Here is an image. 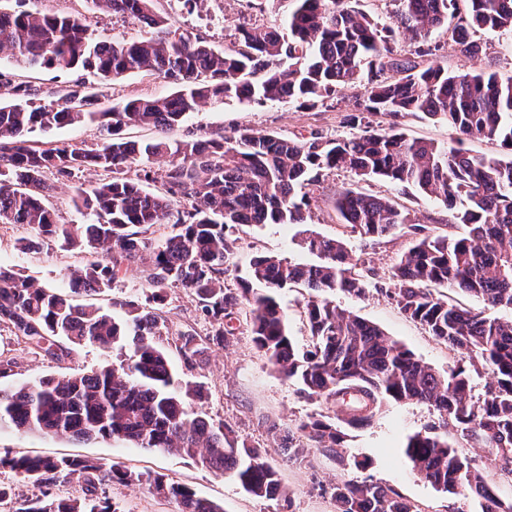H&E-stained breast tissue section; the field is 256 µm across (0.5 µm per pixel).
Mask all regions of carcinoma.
<instances>
[{
  "instance_id": "cac0c4a2",
  "label": "carcinoma",
  "mask_w": 512,
  "mask_h": 512,
  "mask_svg": "<svg viewBox=\"0 0 512 512\" xmlns=\"http://www.w3.org/2000/svg\"><path fill=\"white\" fill-rule=\"evenodd\" d=\"M282 25L238 29L239 48L220 50L174 26L154 0H83L85 13L132 18L147 35L100 41L85 13L0 9V55L28 70L57 66L90 70L107 83L129 73H150L177 86L167 96H140L100 112L102 138L92 146L59 142L42 147L29 134L82 122L93 93L71 89L48 103L35 100L27 82L0 85L13 100L0 103V223L22 224L30 233L20 248L33 253L47 241L63 248L87 246L97 258L69 274L70 293L45 288L0 266V323L53 358L57 339L108 351L125 338L132 348L119 365L40 377L15 388L0 387V423L18 430L68 435L82 441L120 440L132 447L175 452L195 464L230 474L250 496L284 495L265 449L249 445L227 424H214L188 409L205 387L181 381L160 343L166 288L192 296L199 316L212 325L201 339L179 331L176 347L188 363L216 344L237 343L239 310L249 308L256 349L278 373L308 395L336 407V417H308L296 433L312 447L341 458L343 466L367 468L343 456L347 433L370 425L384 404L421 402L438 423L410 436L404 454L413 469L443 492L458 488L481 499V512H512L484 479L491 467L512 477V318H491L457 307L430 287L459 289L493 307L512 311V74L492 69L450 70L436 60L430 40L448 29L464 58L479 51L474 36L512 34V0H397L381 23L354 0H295ZM409 40V54L396 43ZM354 88L351 136L286 139L272 134L217 133L208 139L157 138L140 143L124 136L130 126L170 131L207 100L293 103L314 108L344 88ZM419 112L455 129L454 144L407 137L404 115ZM500 143L499 156L473 154L465 142ZM163 165L156 174L153 164ZM140 167L138 181L125 177ZM343 168L360 180L383 179L433 197L448 208L451 224L468 228L460 237L424 232L410 213L386 197L345 188L334 207L343 237L306 238L319 262L254 256L241 287L224 288L231 259L230 231L244 224H302L310 198L298 190L324 171ZM108 177L78 188L73 203L87 224H61L46 195L45 174L71 178L86 171ZM161 177V191L145 184ZM155 224L178 231L154 246L142 237ZM414 236L391 267L388 297L437 341L466 355L474 370L494 379L475 401L467 369L441 375L390 339L379 327L336 305L338 292L366 293L363 268L346 238ZM144 267L147 288L112 299L124 312L73 303V294L112 289L120 272ZM307 291L305 314L312 346L299 351L278 303L285 288ZM452 427L453 438L436 433ZM294 433V434H296ZM288 434V454L303 448ZM464 441L488 454L465 455ZM0 469L41 489L20 498L0 484L9 512H118L99 489L112 482L146 485L177 504V512H224L191 487L118 463L40 455L0 456ZM68 485L72 492L55 493ZM336 512H412L415 506L370 477L342 479L330 487Z\"/></svg>"
}]
</instances>
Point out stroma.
<instances>
[{
    "label": "stroma",
    "instance_id": "35a3bbf8",
    "mask_svg": "<svg viewBox=\"0 0 512 512\" xmlns=\"http://www.w3.org/2000/svg\"><path fill=\"white\" fill-rule=\"evenodd\" d=\"M293 6V0H206L201 9L187 12L179 9L175 0L157 2L158 9L168 13L175 26L223 49L236 46L238 27L280 24ZM432 40L443 45L441 62L448 69L467 65L476 69L490 67L506 74L512 72V34L478 35L482 50L468 60L453 50L447 30L434 31ZM0 70L21 73L41 99L47 98L49 92L72 88L88 79L87 73L80 69L48 67L22 72L6 60L0 62ZM173 91V85L157 76L129 74L118 81L96 85L95 107L108 109L127 98L168 95ZM350 96V91H342L327 105L312 109H301L288 103L211 101L192 113L183 126L170 131L169 136L180 140L203 137L216 131L230 134L252 130L294 139L306 138L313 133L326 139L341 138L352 131L347 122ZM98 179L95 172L72 179L47 174L46 181L52 187L50 201L60 223H83V216L72 203L75 190ZM345 187L387 197L408 210L417 223L430 229H445L457 236L465 232L463 225L449 224L448 211L439 200L411 189L401 190L382 180L360 181L350 172L331 171L306 188L311 199L306 223L242 225L233 230L234 257L224 276L225 286L239 287L250 260L261 253L297 263L314 262L315 257L306 250L304 241L312 233L325 238L342 236L343 228L332 202ZM27 234L23 225L0 224V264L12 267L17 275L38 284L67 291L69 271L90 261L91 253L46 244L39 253L27 254L18 248L19 238ZM347 243L353 258L365 260L373 274L368 278L369 287L364 296L339 293L335 296L337 305L379 326L436 372L444 374L456 367L458 353L401 314L380 291L390 267L409 247V237L398 234L384 238L353 236L347 238ZM163 312L172 331L191 329L202 337L208 333L207 325L197 316L194 301L183 289H168ZM237 327V345L228 350L212 346L202 365H186L175 351L171 352L170 358L183 380L204 384L208 398L201 409L214 423L230 424L248 444L268 449L269 458L277 467L287 491L286 497L266 500L249 496L229 475L202 468L174 452L149 453L119 440L78 441L66 435L22 431L0 424V454L81 456L118 462L135 471L158 472L222 504L224 512H336L330 485L342 479L360 480L367 475L417 505L421 512H481L477 497L461 489L453 493L437 490L406 461L403 446L408 435L424 430L437 420L433 408L423 403L389 402L370 426L350 431L346 451L365 459L369 464L367 471L343 469L336 458L316 448L305 449L302 458H290L287 449L269 433L268 422L274 421L281 428L292 429L310 415H333L335 408L312 399L296 383L283 380L268 360L255 350L248 324L241 321ZM122 357V351L117 348L106 354L93 345H71L66 356L57 360L17 340L8 327L0 325V360L13 363L11 372L0 377V387H17L43 376L88 371L105 361L119 362ZM106 494L120 512L177 510L174 503L155 496L144 485L112 484L107 486Z\"/></svg>",
    "mask_w": 512,
    "mask_h": 512
}]
</instances>
